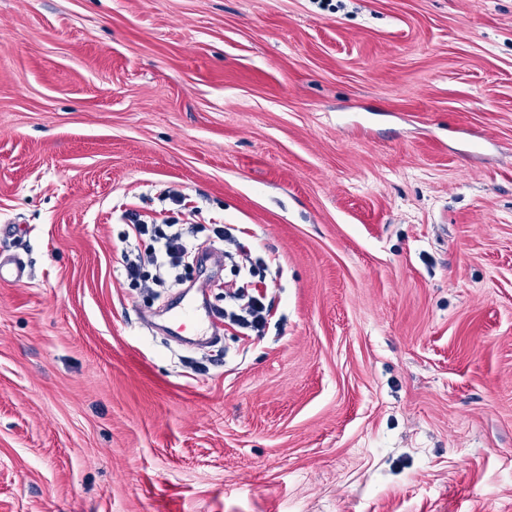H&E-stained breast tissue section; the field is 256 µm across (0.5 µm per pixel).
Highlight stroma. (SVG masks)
<instances>
[{"instance_id":"stroma-1","label":"stroma","mask_w":512,"mask_h":512,"mask_svg":"<svg viewBox=\"0 0 512 512\" xmlns=\"http://www.w3.org/2000/svg\"><path fill=\"white\" fill-rule=\"evenodd\" d=\"M269 269L152 333L161 189ZM0 512H512V0H0ZM226 226L218 225L213 229V234L218 240L224 241L226 255L239 257L246 266L249 264L250 276L240 284L230 286L231 290L225 291L224 299L225 302L228 300V308H224V323L251 333L242 332L244 335L261 338L269 318L273 315L274 301L272 298L268 299L267 289H261L267 288L266 285H260L265 284L264 277L259 281L251 280L256 275L252 253L232 232L236 229ZM183 300L171 308L173 323L177 326L178 331H184L190 327L195 333L198 346L207 347L212 338L219 335L217 322L207 312L202 316L192 304H182Z\"/></svg>"}]
</instances>
